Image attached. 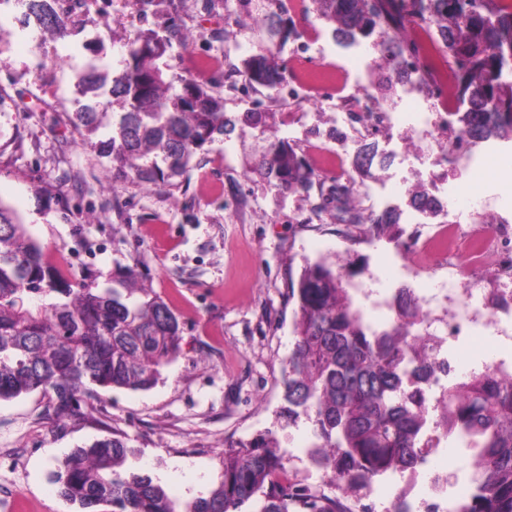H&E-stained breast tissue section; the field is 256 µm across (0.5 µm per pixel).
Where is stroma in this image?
<instances>
[{"label": "stroma", "instance_id": "1", "mask_svg": "<svg viewBox=\"0 0 512 512\" xmlns=\"http://www.w3.org/2000/svg\"><path fill=\"white\" fill-rule=\"evenodd\" d=\"M168 11L159 0L142 21L126 0L107 7L82 0L68 37L42 38L40 69L15 35L12 17H0V94L11 101L0 112V201L75 278L92 274L103 282L117 266L135 268L140 282L173 306L183 328V354L165 368L163 383L101 393L91 417L54 423L48 398L38 393L0 401V512H74L50 482L55 461L115 432L127 434L137 449L135 467L181 501L206 495L218 481L225 441L269 429L284 450L302 447L309 423L283 429L275 413L293 343L288 291L304 261L350 265L356 281L382 286L391 298L402 288L420 291L441 275L436 268L403 273L396 245L406 236L412 206L390 190L401 180L419 185L421 176L356 153L345 158L356 188L386 190L385 208L399 217L378 237L363 224L340 229L312 218L317 194L278 197L263 179L244 178L259 145L251 129L200 152L178 190L111 188L105 160L66 123V113L79 106L72 70L84 57L118 65L139 30L162 23ZM178 13L191 44L166 57L168 76H188L196 58H209L210 83L227 111L251 108L252 98L224 80L228 62L216 36L224 28L223 4L207 11L203 0H180ZM295 27L314 43L311 66L333 74L334 92L358 94L361 63L337 52L331 24L311 12ZM261 109L270 134L302 151L314 128L332 123L317 100L298 109L266 98ZM306 111L316 115L314 128L302 126Z\"/></svg>", "mask_w": 512, "mask_h": 512}]
</instances>
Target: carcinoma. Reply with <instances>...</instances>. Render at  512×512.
Listing matches in <instances>:
<instances>
[{"label": "carcinoma", "mask_w": 512, "mask_h": 512, "mask_svg": "<svg viewBox=\"0 0 512 512\" xmlns=\"http://www.w3.org/2000/svg\"><path fill=\"white\" fill-rule=\"evenodd\" d=\"M65 0H30L44 30L62 38L72 24ZM276 0H224L227 16L252 21L248 47L233 68L245 90L281 97L286 66L274 49L296 36ZM505 0H312L333 34L368 37L416 15L444 42L459 97L470 109L457 118L471 136L512 139V5ZM177 11L166 23L139 32L120 67L92 68L76 86L93 101L67 115L83 142L112 165V188L178 189L196 154L235 130L259 129L254 108L231 115L224 98L190 77H166L159 60L173 46L188 48ZM385 51L408 65L410 49L394 38ZM119 106L120 111L111 108ZM107 133L101 135L99 131ZM250 172L278 196L308 193L315 172L296 145L268 142ZM354 184L319 189L312 207L337 224H367L374 234L396 222L393 213L366 215L352 204ZM293 345L282 370L281 427L311 424L310 463L328 468L340 495L288 481L285 451L271 430L225 445L220 481L205 496L172 499L152 475L127 465L136 450L124 434L95 438L57 461L52 482L76 512H352L347 501L367 495L389 474L418 468L429 424L480 449L475 493L463 512H512V372L487 368L448 386L431 406L424 386L436 367L438 344L419 336L417 296L409 288L393 302L396 317L380 328L355 304L342 268L305 261L291 282ZM182 327L170 303L125 268L101 284L75 282L46 259L18 213L0 200V400L41 393L57 422L80 414L98 390L148 391L181 355Z\"/></svg>", "instance_id": "carcinoma-1"}]
</instances>
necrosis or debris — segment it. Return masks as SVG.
<instances>
[{
  "label": "necrosis or debris",
  "mask_w": 512,
  "mask_h": 512,
  "mask_svg": "<svg viewBox=\"0 0 512 512\" xmlns=\"http://www.w3.org/2000/svg\"><path fill=\"white\" fill-rule=\"evenodd\" d=\"M413 36L418 52L409 66L408 81L414 85L432 77L434 91L425 102L413 103L405 91L383 104L365 96L326 97V105L334 110L336 136L323 140L321 152L330 159L326 171L337 179L346 178L347 173L333 163V155L360 148L377 127L396 133L402 154L422 162L425 168L451 160L470 173H486L493 147L453 124L447 104L450 75L436 33L417 28ZM429 185L431 192L457 197L463 206L453 220L433 232L412 225L404 249L414 271L433 265L446 272L438 287L419 297L422 331L441 344L434 354L437 372L431 383L437 390L447 380L460 382L477 372L476 367L461 366L459 359L449 356V346L487 333L512 335V219L503 215L484 218L486 202L472 184H441L433 179ZM461 255L468 258L472 269L493 266L498 289L492 292L467 285L455 265ZM459 448V442L449 441L447 435H433L421 467L399 476L397 491L408 512H458L472 496V469L446 467L448 457Z\"/></svg>",
  "instance_id": "obj_1"
}]
</instances>
